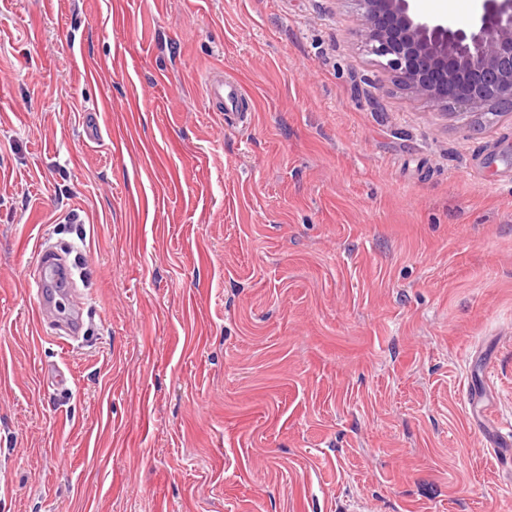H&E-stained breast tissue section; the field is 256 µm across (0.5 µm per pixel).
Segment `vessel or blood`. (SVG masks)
<instances>
[{"label":"vessel or blood","instance_id":"b4317fda","mask_svg":"<svg viewBox=\"0 0 512 512\" xmlns=\"http://www.w3.org/2000/svg\"><path fill=\"white\" fill-rule=\"evenodd\" d=\"M203 89L209 100L215 101L218 111L235 117L242 102L236 85L225 82L223 76L211 73L205 78ZM69 267L62 258L47 248L37 253L36 296L37 324H58L56 339L67 344L78 339L82 322L80 311L83 298L70 288Z\"/></svg>","mask_w":512,"mask_h":512}]
</instances>
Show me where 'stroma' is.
Segmentation results:
<instances>
[{"mask_svg": "<svg viewBox=\"0 0 512 512\" xmlns=\"http://www.w3.org/2000/svg\"><path fill=\"white\" fill-rule=\"evenodd\" d=\"M357 13L0 0V512L512 504V116L410 97ZM203 89L209 100L217 104L216 112H225L224 120L232 119L239 115L237 112L241 107V94L236 85L224 82V77L216 73H209L204 81ZM70 285L68 265L62 258L41 244L37 253L35 320L40 325L59 323L60 332L56 333L57 336L54 338L62 344L76 341L82 328L80 311L84 304L83 297L77 291H73ZM62 294L70 298V315L63 323H60L56 316L57 298Z\"/></svg>", "mask_w": 512, "mask_h": 512, "instance_id": "1", "label": "stroma"}]
</instances>
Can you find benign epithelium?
<instances>
[{
	"label": "benign epithelium",
	"instance_id": "benign-epithelium-1",
	"mask_svg": "<svg viewBox=\"0 0 512 512\" xmlns=\"http://www.w3.org/2000/svg\"><path fill=\"white\" fill-rule=\"evenodd\" d=\"M369 53L412 97L466 111L512 112V0H480L467 30L412 0H356Z\"/></svg>",
	"mask_w": 512,
	"mask_h": 512
}]
</instances>
